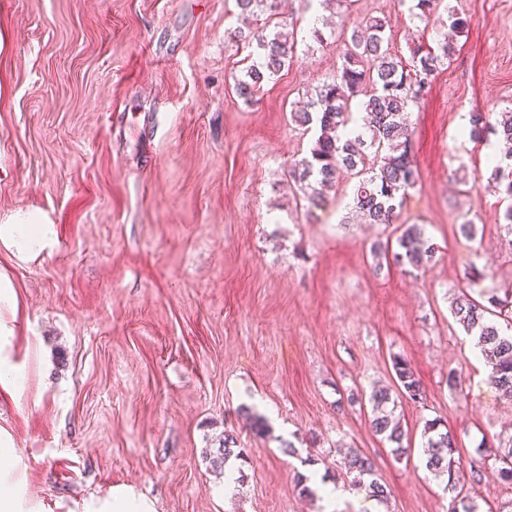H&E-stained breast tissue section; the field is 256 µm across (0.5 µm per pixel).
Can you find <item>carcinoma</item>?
Returning a JSON list of instances; mask_svg holds the SVG:
<instances>
[{"label": "carcinoma", "mask_w": 512, "mask_h": 512, "mask_svg": "<svg viewBox=\"0 0 512 512\" xmlns=\"http://www.w3.org/2000/svg\"><path fill=\"white\" fill-rule=\"evenodd\" d=\"M408 4L411 18L426 25L439 18L445 0H402ZM245 27L238 29L243 43L256 44V51L244 59L246 66L234 79L236 94L251 103L263 83L281 71L292 58L294 40L285 28L272 24L276 15L275 0H236ZM389 21L372 17L365 29L357 30L345 43L342 64L332 82L324 84L302 110L293 113L296 122L315 125L316 133L307 156L289 166L288 175L298 185L310 204L324 200V192L336 187L348 173L356 178L352 203L367 224H393L398 232L395 242L378 247L375 256L397 267L419 270L432 260L435 248L418 224H397L409 189L419 181L411 153L412 137L409 114L421 100L435 74L453 53L452 45L440 42L436 47L413 51L412 61L405 63L389 48ZM371 66L364 67V62ZM468 136L480 143L489 135L512 142V110L507 112H472ZM488 190L512 199V154L499 159L491 174ZM452 314L466 333L477 338V345L489 367L488 380L502 394L512 397V299L499 297L497 289H482L478 297L462 292L452 305ZM397 389L415 403L426 392L409 362L397 357L392 363ZM371 430L392 444L391 453L401 459L411 454L409 438L394 410L391 389L375 387L369 396ZM238 415L250 430L262 435L268 424L248 406ZM436 419L424 425L428 435L424 449L425 468L442 479L444 490L451 494V512H478L475 502L464 494L468 481L456 441L449 432L440 431ZM236 439L224 436L216 460L223 463L240 457ZM350 458L346 475L348 486L357 493L387 504L388 492L380 483L374 465L358 448L346 449ZM497 473L502 483L512 487V437L496 448Z\"/></svg>", "instance_id": "carcinoma-1"}]
</instances>
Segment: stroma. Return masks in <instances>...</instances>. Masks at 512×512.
<instances>
[{"mask_svg": "<svg viewBox=\"0 0 512 512\" xmlns=\"http://www.w3.org/2000/svg\"><path fill=\"white\" fill-rule=\"evenodd\" d=\"M279 3L294 56L248 104L234 91L248 53L235 0H0V226L25 215L50 231L32 256L0 242L16 297L0 320L25 378L0 387V429L38 512L122 486L157 512H365L295 487L298 472L344 484L342 446L373 459L389 492L378 512H447L421 461L435 418L477 474L479 512H512L491 454L512 435V398L451 314L469 266L512 288L508 202L485 190L486 144L462 134L470 113L512 108V0H450L468 26L410 115L421 180L400 219L436 248L411 273L377 266L371 246L392 229L350 219L352 181L317 207L289 184L313 137L290 112L368 18L389 20L405 61L447 28L400 0H343L320 42L311 20L327 8ZM396 356L427 392L395 400L412 448L401 460L368 424ZM243 404L266 436L243 426ZM228 432L244 450L229 494L212 463Z\"/></svg>", "mask_w": 512, "mask_h": 512, "instance_id": "obj_1", "label": "stroma"}]
</instances>
